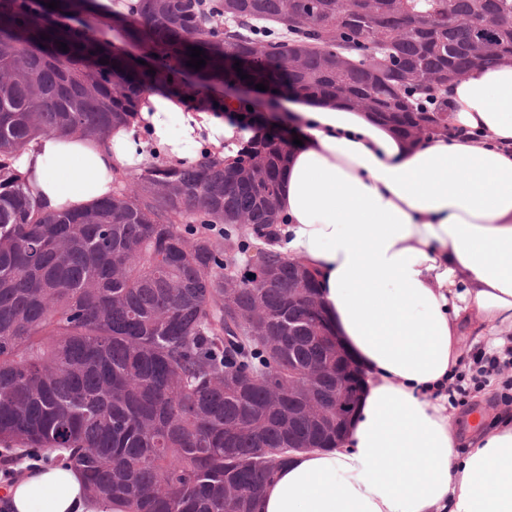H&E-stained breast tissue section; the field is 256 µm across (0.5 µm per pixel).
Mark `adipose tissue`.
<instances>
[{"label":"adipose tissue","instance_id":"1","mask_svg":"<svg viewBox=\"0 0 512 512\" xmlns=\"http://www.w3.org/2000/svg\"><path fill=\"white\" fill-rule=\"evenodd\" d=\"M466 137L410 143L339 100L293 103L300 146L268 247L300 258L326 316L366 374L339 447L293 455L262 487L257 512H512V417L462 422L442 394L463 370L458 344L512 347V64L449 83ZM155 85L107 141L39 137L15 165L45 211L111 195L149 152L184 165L200 148L233 162L249 130ZM11 512H99L71 468L31 470Z\"/></svg>","mask_w":512,"mask_h":512}]
</instances>
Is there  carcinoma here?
<instances>
[{
  "mask_svg": "<svg viewBox=\"0 0 512 512\" xmlns=\"http://www.w3.org/2000/svg\"><path fill=\"white\" fill-rule=\"evenodd\" d=\"M48 2L0 0V448L84 473L109 512H225L228 484L241 491L234 512H253L296 442L336 447V371L315 391L325 425L288 400L328 334L321 312L292 304L297 270L261 250L265 287L224 303V270L250 281L240 220L274 226L293 138L273 126L230 166L153 156L120 173L112 196L62 214L40 207L16 154L43 135L104 138L142 85L176 75L173 61L216 88L230 77L245 106L362 99L413 142L450 120L444 76L472 66L477 33L512 52V0H376L369 19L363 0H139L110 24L93 16L97 0ZM104 28L141 35L145 64L112 55L95 37ZM191 46L205 51L198 71ZM338 53L353 64L336 67ZM258 301L277 348L235 321Z\"/></svg>",
  "mask_w": 512,
  "mask_h": 512,
  "instance_id": "cac0c4a2",
  "label": "carcinoma"
}]
</instances>
